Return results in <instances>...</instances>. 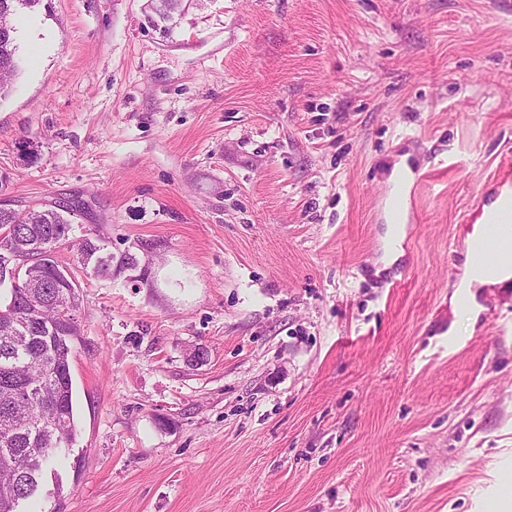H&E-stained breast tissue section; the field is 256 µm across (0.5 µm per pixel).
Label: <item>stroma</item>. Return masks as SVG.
Listing matches in <instances>:
<instances>
[{
  "mask_svg": "<svg viewBox=\"0 0 512 512\" xmlns=\"http://www.w3.org/2000/svg\"><path fill=\"white\" fill-rule=\"evenodd\" d=\"M0 200L77 198V437L23 512H490L512 288L453 258L512 167V0H42ZM412 224L379 287L393 163ZM203 362H192L194 348ZM511 273H499L492 276L478 275L473 269H470L469 264L465 261L464 274L460 280L459 287L462 288H484L490 286H499L507 284Z\"/></svg>",
  "mask_w": 512,
  "mask_h": 512,
  "instance_id": "stroma-1",
  "label": "stroma"
}]
</instances>
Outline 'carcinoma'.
Here are the masks:
<instances>
[{
    "instance_id": "cac0c4a2",
    "label": "carcinoma",
    "mask_w": 512,
    "mask_h": 512,
    "mask_svg": "<svg viewBox=\"0 0 512 512\" xmlns=\"http://www.w3.org/2000/svg\"><path fill=\"white\" fill-rule=\"evenodd\" d=\"M32 9L41 0H0V97L19 73L14 3ZM72 208L52 204L0 211V263L8 255L30 260L29 271L41 273L49 287L0 292V512H18L19 502L35 496L32 478L51 466L57 449L72 445L77 435L71 360L80 329L73 311L76 286L56 259V249L71 244L75 262L106 252L94 269L112 276V252L101 239L72 242ZM25 304L30 324L19 332L2 323Z\"/></svg>"
}]
</instances>
